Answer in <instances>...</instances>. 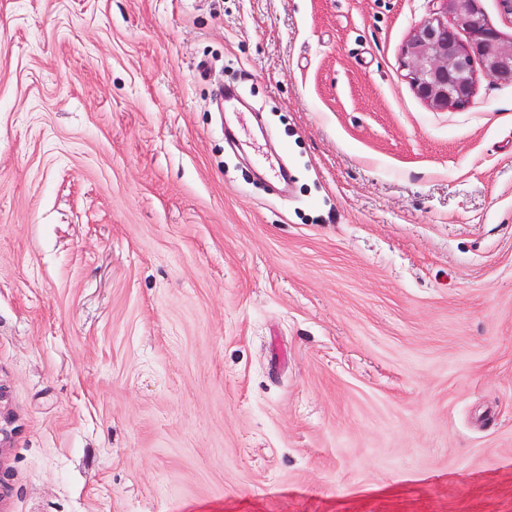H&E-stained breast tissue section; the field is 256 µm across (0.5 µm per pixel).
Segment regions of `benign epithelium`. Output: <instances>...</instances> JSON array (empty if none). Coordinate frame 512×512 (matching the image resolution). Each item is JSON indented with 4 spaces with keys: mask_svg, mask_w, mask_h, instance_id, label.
<instances>
[{
    "mask_svg": "<svg viewBox=\"0 0 512 512\" xmlns=\"http://www.w3.org/2000/svg\"><path fill=\"white\" fill-rule=\"evenodd\" d=\"M439 7L410 36L405 56L410 83L433 109L463 107L476 94L474 64L491 79L512 81V43L481 17L478 0H435ZM468 33L463 42L458 32Z\"/></svg>",
    "mask_w": 512,
    "mask_h": 512,
    "instance_id": "1",
    "label": "benign epithelium"
}]
</instances>
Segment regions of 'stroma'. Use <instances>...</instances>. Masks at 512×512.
I'll list each match as a JSON object with an SVG mask.
<instances>
[{
  "mask_svg": "<svg viewBox=\"0 0 512 512\" xmlns=\"http://www.w3.org/2000/svg\"><path fill=\"white\" fill-rule=\"evenodd\" d=\"M432 11L0 0V512H512V82L430 108Z\"/></svg>",
  "mask_w": 512,
  "mask_h": 512,
  "instance_id": "stroma-1",
  "label": "stroma"
}]
</instances>
